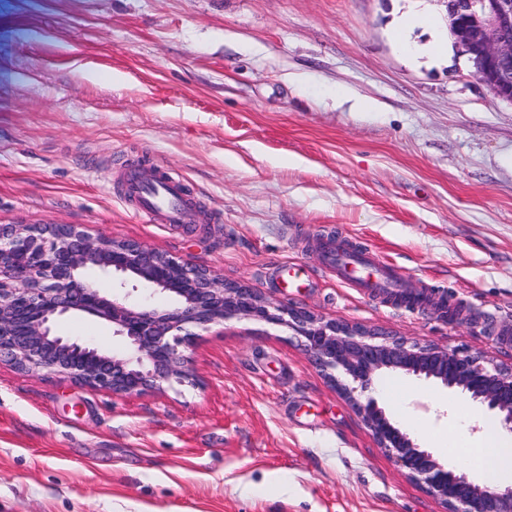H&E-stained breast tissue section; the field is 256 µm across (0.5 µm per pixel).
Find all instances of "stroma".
Wrapping results in <instances>:
<instances>
[{
  "label": "stroma",
  "instance_id": "35a3bbf8",
  "mask_svg": "<svg viewBox=\"0 0 512 512\" xmlns=\"http://www.w3.org/2000/svg\"><path fill=\"white\" fill-rule=\"evenodd\" d=\"M403 4L0 0V225L136 241L326 321L512 364V104L456 45L406 59ZM134 162L179 180L198 221L135 216ZM331 233L448 318L338 283L318 262ZM53 329L124 348L92 317ZM188 355L193 381L132 396L0 364V512H445L291 329L230 319ZM378 379L393 396L369 397L430 448L461 393Z\"/></svg>",
  "mask_w": 512,
  "mask_h": 512
}]
</instances>
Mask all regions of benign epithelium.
Here are the masks:
<instances>
[{"instance_id": "1", "label": "benign epithelium", "mask_w": 512, "mask_h": 512, "mask_svg": "<svg viewBox=\"0 0 512 512\" xmlns=\"http://www.w3.org/2000/svg\"><path fill=\"white\" fill-rule=\"evenodd\" d=\"M448 25L474 75L512 104V0H444ZM96 268L134 274L152 293L170 292L165 307L103 293L86 279ZM88 314L126 343L115 354L52 330L64 315ZM248 318L293 329L324 371H338L366 390L382 370H405L456 388L495 413L512 432V368L469 352L386 338L362 326L324 322L276 304L241 284L136 242L93 238L74 226H0V362L25 373L63 375L91 391L137 395L163 382L193 379L185 349L192 329ZM380 447L422 479L448 512H512V488L497 490L445 467L395 427L377 404L354 401Z\"/></svg>"}]
</instances>
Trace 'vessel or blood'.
Listing matches in <instances>:
<instances>
[{"instance_id": "1", "label": "vessel or blood", "mask_w": 512, "mask_h": 512, "mask_svg": "<svg viewBox=\"0 0 512 512\" xmlns=\"http://www.w3.org/2000/svg\"><path fill=\"white\" fill-rule=\"evenodd\" d=\"M125 194L137 214L156 224L186 223L195 207L181 183L169 177L150 185L138 180L126 181ZM320 258L323 267L334 272L340 283L369 295L399 300L402 271L379 263L370 252L343 251L328 240L322 245Z\"/></svg>"}]
</instances>
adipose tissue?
<instances>
[{"instance_id": "adipose-tissue-1", "label": "adipose tissue", "mask_w": 512, "mask_h": 512, "mask_svg": "<svg viewBox=\"0 0 512 512\" xmlns=\"http://www.w3.org/2000/svg\"><path fill=\"white\" fill-rule=\"evenodd\" d=\"M418 28L430 31L432 40L429 44L422 45L413 39L412 34ZM391 37L402 53L413 61L425 56H443L448 52V31L445 27L439 26L427 0H412L408 10L393 28ZM466 420L479 424L475 438L466 442L468 454L457 455L459 441L450 433L438 437L439 447L446 451L448 456L458 457L462 467L476 475L486 485H512V435L493 421H476L474 414L471 413L467 414Z\"/></svg>"}]
</instances>
